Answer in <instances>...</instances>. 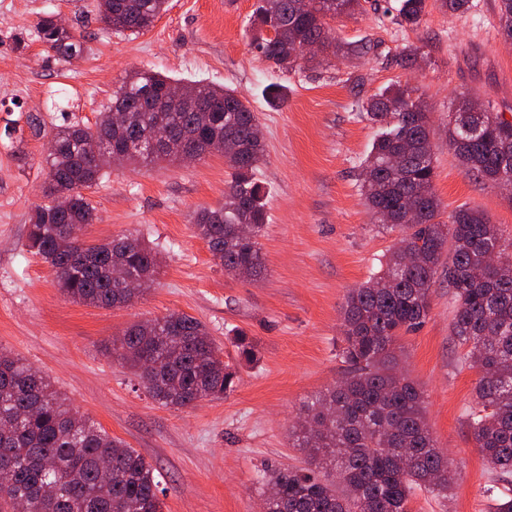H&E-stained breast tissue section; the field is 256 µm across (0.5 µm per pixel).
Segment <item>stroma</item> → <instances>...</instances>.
<instances>
[{"mask_svg": "<svg viewBox=\"0 0 512 512\" xmlns=\"http://www.w3.org/2000/svg\"><path fill=\"white\" fill-rule=\"evenodd\" d=\"M363 15L335 23L344 42L368 45L313 69L285 72L251 42L256 0H169L139 35L107 30L92 0H0V349L26 359L71 405L159 472L164 512H260L264 470L301 464L290 431L304 404L343 378L341 308L347 292L380 269L395 243L367 210L358 174L378 132L363 114L368 98L404 84L430 108L434 190L442 216L482 210L512 236V201L464 173L448 149V110L459 95L491 103L512 120V43L498 32L496 0H473L464 14L429 7L421 27L401 24L399 0H370ZM46 12L62 16L90 48L83 58L47 63L39 42L13 36ZM423 47L421 68L401 66L405 47ZM234 89L256 113L265 142L258 178L268 223L260 240L265 271L226 275L194 228L218 208L231 170L222 154L191 163L115 165L86 195L95 220L90 242L135 234L157 251L154 286L131 304L101 308L67 299L50 267L26 247L28 218L43 203L47 135L28 119H56L52 98L92 124L132 70ZM430 316L397 342L400 366L422 389L433 438L454 462L447 497L415 492L410 512H493L485 489L494 470L470 431L479 370L452 331V288L437 276ZM187 313L200 320L225 363L233 392L188 408L153 400L112 356L132 323ZM258 359L240 362L237 333Z\"/></svg>", "mask_w": 512, "mask_h": 512, "instance_id": "1", "label": "stroma"}]
</instances>
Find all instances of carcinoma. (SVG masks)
I'll return each mask as SVG.
<instances>
[{"instance_id":"obj_1","label":"carcinoma","mask_w":512,"mask_h":512,"mask_svg":"<svg viewBox=\"0 0 512 512\" xmlns=\"http://www.w3.org/2000/svg\"><path fill=\"white\" fill-rule=\"evenodd\" d=\"M366 0H260L257 25L269 32L255 44L280 69L301 68L316 43L322 57L365 54L366 45L336 40L332 23L366 11ZM167 0H95L99 20L115 33L139 34L166 10ZM428 0H401V22L419 27ZM499 32L512 40V0H498ZM44 45L46 60L69 63L81 57L86 42L58 29L52 14L15 35ZM173 83L159 72L138 70L122 80L108 111L92 125L61 122L50 138L59 152L46 159L45 202L29 217L28 248L48 263L66 298L86 305L116 308L134 294L112 281L120 266L144 293L158 273L157 253L133 236L88 244L74 229L95 219V207L81 190L96 183L107 164L85 151L89 144L120 150V162L142 166L176 156L158 148L128 149L149 136L175 135L202 158L209 144L230 139L224 155L232 170L224 206L197 215L195 229L224 272L255 277L263 269L259 242L267 211L255 170L264 155L255 113L237 93L202 81L185 83L204 111L165 113L157 126L160 92ZM113 108L128 111V122L112 123ZM367 115L383 124L362 163V195L382 228L397 232L408 247L397 246L381 270L349 290L343 310L342 358L349 376L319 394L304 408L292 430L293 447L304 453L302 467H275L263 474L262 487L277 495L270 512H409L415 490L448 495L452 464L438 448L425 419L424 395L397 370L396 343L424 324L430 290L445 271L454 290V335L468 347L467 358L480 369L475 387L478 411L471 436L493 467V484L512 478V238L479 209L462 208L450 222L438 220L441 202L433 188V150L429 110L411 90L389 86L367 103ZM512 122L493 110L475 111L469 97L448 113V149L467 175L512 186ZM402 157L395 170L391 158ZM240 224L252 235L241 238ZM497 252L500 266L488 255ZM241 360H257L256 347L236 335ZM113 350L150 396L164 406L184 408L234 390L237 371L221 359L198 319L183 313L131 325ZM109 459L115 477L107 479L99 461ZM159 473L135 449L112 438L94 421L76 412L47 378L19 356L0 349V512L16 499L25 512H163Z\"/></svg>"}]
</instances>
